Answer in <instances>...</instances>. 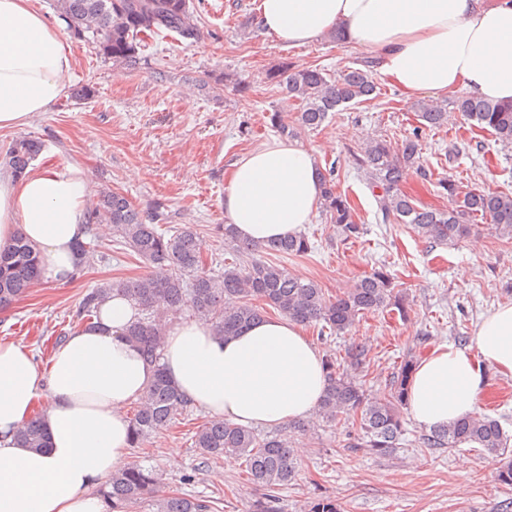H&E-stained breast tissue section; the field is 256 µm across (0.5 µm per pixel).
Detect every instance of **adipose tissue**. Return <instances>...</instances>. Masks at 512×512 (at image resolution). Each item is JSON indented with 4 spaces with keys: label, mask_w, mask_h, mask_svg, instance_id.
I'll list each match as a JSON object with an SVG mask.
<instances>
[{
    "label": "adipose tissue",
    "mask_w": 512,
    "mask_h": 512,
    "mask_svg": "<svg viewBox=\"0 0 512 512\" xmlns=\"http://www.w3.org/2000/svg\"><path fill=\"white\" fill-rule=\"evenodd\" d=\"M259 20L291 47L339 31L372 52L381 76L410 97L463 90L512 101V0H261ZM73 66L62 31L33 0H0V128L46 111L65 94ZM91 186L77 167L0 175V246L23 235L39 251L45 278L68 280L87 236ZM320 202L316 157L295 140L274 138L245 154L224 188L236 233L262 243L297 235ZM134 317L127 300H106L97 327L74 331L46 370L25 346L0 342V512H107L93 489L125 465V407L143 396L156 366L194 406L242 425L308 417L325 391L322 357L288 317L226 339L203 322L175 321L156 366L124 335ZM488 366L512 373V304L483 318L472 345L444 344L419 361L411 418L430 431L472 415ZM42 399L48 442L32 449L18 429Z\"/></svg>",
    "instance_id": "ef3b65f1"
}]
</instances>
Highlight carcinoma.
<instances>
[{"instance_id":"1","label":"carcinoma","mask_w":512,"mask_h":512,"mask_svg":"<svg viewBox=\"0 0 512 512\" xmlns=\"http://www.w3.org/2000/svg\"><path fill=\"white\" fill-rule=\"evenodd\" d=\"M59 16L73 37L84 42L112 65L134 69L140 62L144 39L162 32L175 33L185 41L196 42L200 29L190 0H56ZM374 61L363 60L337 79H331L314 66H280L274 77L283 83L293 115H272L277 131L294 137L299 131L316 129L329 113L347 103L373 99L376 85L371 73ZM453 107L481 129L490 131L505 148L512 149V103H493L471 95H458ZM421 124L440 128L448 124V113L432 103L416 104ZM419 131L392 146L385 139L364 144L358 165L376 195L383 220L408 224L418 235L434 245H456L470 231V223L489 221L502 236L512 238V192L490 191L464 186L454 180L440 181L448 193L446 209L420 206L401 189L406 172L418 164ZM42 149V142L32 136L15 139L6 152L11 172L20 175ZM323 187L322 206L346 239L361 234L356 211L350 200L336 191V169L320 170ZM163 213L142 214L119 191L103 190L87 212V224H110L125 248L154 271L137 278H116L88 290L82 297L77 318L94 326L103 302L119 296L130 301L137 311L125 335L137 344L144 357L156 366V373L131 417V446L140 448L152 435L169 427L187 414L192 404L169 380L160 366L167 318L186 310L209 324L219 336H235L242 329L265 317L272 308L303 325H313L330 336L345 334L359 316L394 306L406 315L405 299L394 293L392 278L383 271L359 280L336 298L325 296L310 279L291 274L269 256L307 254L308 238L288 236L268 244L239 239L231 225H224V246L235 260L224 266L220 276L210 275L203 267L202 244L196 231L179 228L168 235L159 231ZM42 259L21 235L0 248V309L7 308L27 295L42 279ZM370 362L368 349L350 344L343 364L327 355L324 365L328 383L314 412L315 418L333 424L346 418L358 420L359 429L348 434L347 448H363L377 456H390L403 435V414L410 380L418 356L407 350L387 390L380 399L368 397L354 373ZM18 435L28 448L46 447V433L41 415L25 422ZM428 448H458L469 445L491 456L509 447L512 437L499 420L486 414L457 420L444 428L422 435ZM201 464L207 467L226 455L243 459V472L253 485L266 490L264 500L253 512H278L280 490L288 487L298 473V462L291 449L288 431L259 433L222 418H213L197 426L193 435ZM160 477L155 470L134 463L114 474L103 495L112 501V512L141 502L157 492ZM155 512H217L216 501L208 496L187 494L159 495Z\"/></svg>"}]
</instances>
